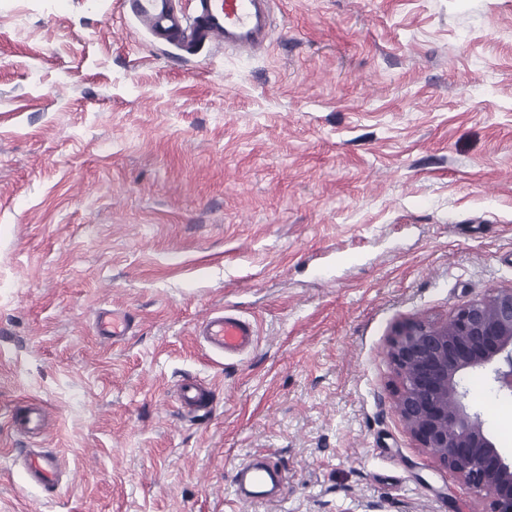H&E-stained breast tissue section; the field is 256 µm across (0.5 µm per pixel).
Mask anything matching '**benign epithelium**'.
Listing matches in <instances>:
<instances>
[{
	"instance_id": "7a95c632",
	"label": "benign epithelium",
	"mask_w": 512,
	"mask_h": 512,
	"mask_svg": "<svg viewBox=\"0 0 512 512\" xmlns=\"http://www.w3.org/2000/svg\"><path fill=\"white\" fill-rule=\"evenodd\" d=\"M388 356L399 380L397 410L409 431L487 512H512V459L467 404L470 372L485 373L512 395V287L457 309L441 324L415 322L394 335Z\"/></svg>"
}]
</instances>
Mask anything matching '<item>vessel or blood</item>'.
Segmentation results:
<instances>
[{
	"mask_svg": "<svg viewBox=\"0 0 512 512\" xmlns=\"http://www.w3.org/2000/svg\"><path fill=\"white\" fill-rule=\"evenodd\" d=\"M192 15L180 14L173 0H123V12L134 18L155 40L216 42L234 51L262 49L270 36L273 0H193ZM102 335L121 340L130 323L120 309L99 315ZM204 344L220 353H239L255 345L257 337L252 323L229 313H215L198 327ZM208 389L204 382L186 379L177 388V398L188 410L204 406ZM24 478L30 485L54 488L64 473L57 453L31 449L24 460ZM233 482L239 502L252 505L282 490L285 478L276 464L253 461L240 463Z\"/></svg>",
	"mask_w": 512,
	"mask_h": 512,
	"instance_id": "b4317fda",
	"label": "vessel or blood"
}]
</instances>
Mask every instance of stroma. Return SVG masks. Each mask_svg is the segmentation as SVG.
I'll list each match as a JSON object with an SVG mask.
<instances>
[{"mask_svg": "<svg viewBox=\"0 0 512 512\" xmlns=\"http://www.w3.org/2000/svg\"><path fill=\"white\" fill-rule=\"evenodd\" d=\"M121 13L0 0V512H483L398 415L388 350L512 287V0H276L252 56ZM220 310L253 350L199 343ZM506 403L469 397L511 456ZM253 454L287 476L259 506L232 484ZM99 332L105 336H112L113 341H119L128 335L130 323L126 314L119 308L113 307L112 311L101 312L99 315ZM208 397L206 383L199 380L186 379L177 388V398L181 405L194 411L205 405ZM24 478L30 485L53 489L64 473V464L55 452L31 449L24 460Z\"/></svg>", "mask_w": 512, "mask_h": 512, "instance_id": "stroma-1", "label": "stroma"}]
</instances>
